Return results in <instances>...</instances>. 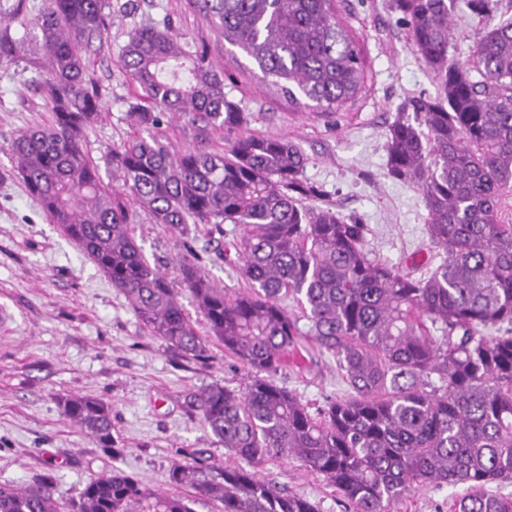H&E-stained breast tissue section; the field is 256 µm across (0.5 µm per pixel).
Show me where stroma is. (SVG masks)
I'll return each mask as SVG.
<instances>
[{
  "label": "stroma",
  "instance_id": "obj_1",
  "mask_svg": "<svg viewBox=\"0 0 512 512\" xmlns=\"http://www.w3.org/2000/svg\"><path fill=\"white\" fill-rule=\"evenodd\" d=\"M388 2L341 0L338 14L365 58V82L355 100L325 118L278 94L250 58L225 43L198 0H112L106 40H91L83 50L87 73L106 103L85 149L99 161L133 136L126 112L135 87L125 76L122 48L132 29L168 25L206 44L223 67L225 92L248 116L242 134L283 137L304 151L305 176L320 186L324 200L367 225L371 260L429 276L440 257L427 232L425 201L417 187L386 177L385 144L401 103L436 95L437 81ZM46 3L0 0V17L25 48L35 45V22ZM34 78L25 60L0 64V483L22 488L47 475L71 500L90 478L115 468L164 490L174 463L199 457L232 462L191 396L214 383L240 386L248 370L208 337L183 289L179 263L191 259L218 287L238 292L245 282L222 253L241 227L190 224L179 231L151 223L139 204L130 203L137 244L178 289L186 316L206 337L201 360L168 349L12 175L10 141L50 119ZM273 380L313 413L350 393L335 357L305 338ZM75 395L111 405L113 448L98 447L63 416L60 398ZM258 471L308 497L319 512H345L335 488L296 463L268 462ZM464 492L461 485L427 486L397 502L394 512H453Z\"/></svg>",
  "mask_w": 512,
  "mask_h": 512
}]
</instances>
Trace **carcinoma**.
Returning <instances> with one entry per match:
<instances>
[{
    "mask_svg": "<svg viewBox=\"0 0 512 512\" xmlns=\"http://www.w3.org/2000/svg\"><path fill=\"white\" fill-rule=\"evenodd\" d=\"M202 2L224 42L288 101L331 117L362 90L364 60L337 19L338 0ZM499 2L464 0L479 25L468 66L448 55L457 0H391L439 87L401 105L386 143V176L420 188L429 237L443 253L429 277L416 279L368 259L366 225L329 204L306 205L320 190L304 177L307 158L295 143L249 134L222 155L209 151L208 132L240 128L247 115L224 92L206 45L167 27H137L122 48L137 90L126 113L135 135L108 151L113 184L104 183L83 149L105 103L81 46L104 38L112 2L49 0L29 63L51 118L12 139L17 175L151 335L192 357L205 341L132 236L128 197L154 224L242 227L224 263L240 269L244 290L224 292L188 260L180 273L209 335L249 370L243 386L211 384L193 400L244 464L177 463L162 492L114 470L65 505L45 476L24 488L0 484V512H193L185 487L221 512H318L256 470L288 458L325 477L351 512H391L432 484L467 486L455 512H512L511 499L486 490L512 481V18H497ZM20 49L1 26L0 63ZM169 115L197 125L200 144L180 150L156 136ZM286 295L305 305L309 335L336 356L351 389L315 415L272 380L301 336L281 304ZM60 406L112 447L111 406L89 396Z\"/></svg>",
    "mask_w": 512,
    "mask_h": 512,
    "instance_id": "obj_1",
    "label": "carcinoma"
}]
</instances>
